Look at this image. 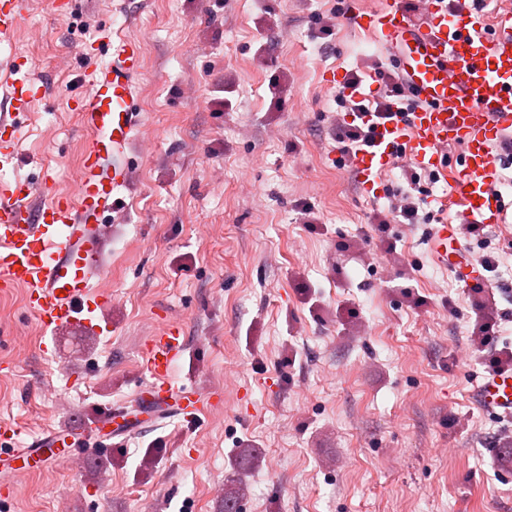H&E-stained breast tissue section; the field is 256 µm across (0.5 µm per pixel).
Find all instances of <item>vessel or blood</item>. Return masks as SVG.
Returning <instances> with one entry per match:
<instances>
[{"mask_svg":"<svg viewBox=\"0 0 512 512\" xmlns=\"http://www.w3.org/2000/svg\"><path fill=\"white\" fill-rule=\"evenodd\" d=\"M421 4L416 17L405 0H377L374 7L351 16L353 24L394 53L420 100L406 120L378 125L375 147L357 156V177L366 189H374L400 147L419 167L446 166L448 200L465 223H503L494 186L497 150L512 135V9L491 23L485 16L451 9L446 0ZM25 8L26 0H0V36L18 29ZM83 53L90 65L85 72L89 92L76 102L87 133L78 196L54 192L47 175L37 183L0 181V289L25 288V305L46 334L101 328L97 310L108 297L92 281L107 241V218L129 189L130 155L141 126L135 108L136 80L143 68L140 42L108 33ZM40 91L28 72L13 68L9 109L0 111V171L16 165L17 133ZM449 145L461 151L446 163L440 150ZM430 240L436 260L457 279H480L481 269L453 225H434ZM187 341L183 323L170 322L144 345L149 379L136 399L151 422L178 416L191 420L216 406L213 392L172 380ZM477 397L488 411L512 413V374L486 375ZM80 428L97 435L100 452L138 430L130 418L112 412L82 420ZM20 434L13 424H0L1 468L42 470L59 463L58 447L82 443L76 435L48 431L22 445Z\"/></svg>","mask_w":512,"mask_h":512,"instance_id":"vessel-or-blood-1","label":"vessel or blood"}]
</instances>
